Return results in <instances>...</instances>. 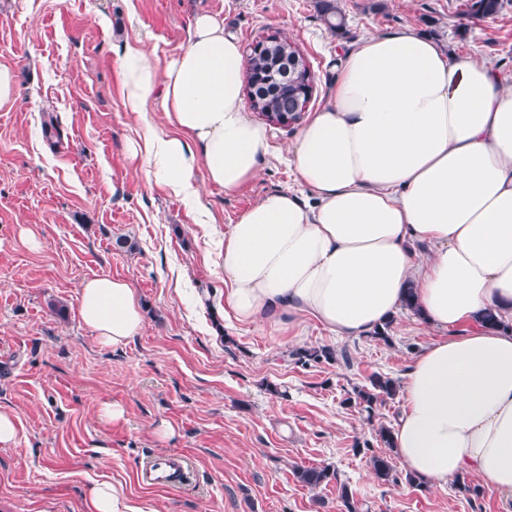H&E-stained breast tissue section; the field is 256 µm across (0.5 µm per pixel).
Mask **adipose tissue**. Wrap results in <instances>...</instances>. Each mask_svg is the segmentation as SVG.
I'll list each match as a JSON object with an SVG mask.
<instances>
[{
    "label": "adipose tissue",
    "instance_id": "ef3b65f1",
    "mask_svg": "<svg viewBox=\"0 0 512 512\" xmlns=\"http://www.w3.org/2000/svg\"><path fill=\"white\" fill-rule=\"evenodd\" d=\"M245 78L237 38L211 14L193 17L165 68L141 38L128 43L123 106L143 119L160 96L168 125L132 146L149 182L198 205L199 181L232 194L257 178L271 132L250 115ZM290 162L311 201L270 193L213 234L225 315L360 337L413 298L444 335L404 375L393 451L428 486L473 473L512 501V74L412 29L369 36L345 55ZM78 308L106 348L142 328L121 278L85 281ZM488 312L498 326H480Z\"/></svg>",
    "mask_w": 512,
    "mask_h": 512
}]
</instances>
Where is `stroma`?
I'll return each instance as SVG.
<instances>
[{
	"label": "stroma",
	"instance_id": "1",
	"mask_svg": "<svg viewBox=\"0 0 512 512\" xmlns=\"http://www.w3.org/2000/svg\"><path fill=\"white\" fill-rule=\"evenodd\" d=\"M467 0H338L345 25L331 32L317 0H0V63L18 74L16 104L0 109V409L18 435L0 447V512H86L96 481L122 486L145 512H343L335 485L297 482V466L328 465L366 512H502L480 476L473 493L384 483L356 443L375 452L374 425H392L400 400L367 422L343 400L374 373L402 379L438 332L404 310L390 343L330 340L316 322L282 333L224 316V274L212 227L227 228L265 195L300 191L289 147L297 126L272 131L259 177L227 195H201L215 218L148 183L127 151L140 126L120 95L127 34L149 38L166 66L185 47L191 18L224 20L242 54L268 35L296 42L315 73L308 105L329 99L345 53L371 34L409 27L453 54L512 73V0L498 15L468 13ZM55 118L60 139L46 134ZM134 250L117 248L118 238ZM127 280L144 311L124 347H100L78 315L86 279ZM347 351L349 364L296 363L294 351ZM122 408L121 419L102 414ZM175 436L161 440L160 424ZM188 464L174 489L141 483L150 459Z\"/></svg>",
	"mask_w": 512,
	"mask_h": 512
}]
</instances>
